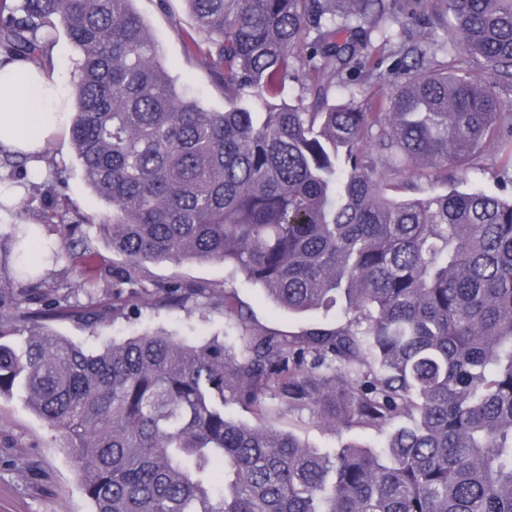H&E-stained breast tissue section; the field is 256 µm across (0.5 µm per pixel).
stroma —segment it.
Here are the masks:
<instances>
[{"label":"stroma","mask_w":512,"mask_h":512,"mask_svg":"<svg viewBox=\"0 0 512 512\" xmlns=\"http://www.w3.org/2000/svg\"><path fill=\"white\" fill-rule=\"evenodd\" d=\"M134 10L153 35L160 60L173 76L180 92L198 99L209 111L224 109V91L197 60L188 58L182 40L193 19L184 0H134ZM382 35L373 34L372 45L362 52V65L345 77L341 86L331 89L329 100L340 103L351 98L363 100L372 95H388L396 81L390 71L392 60L377 51ZM78 51L65 32H57L46 47L45 67L65 82L78 80ZM0 185L17 186L21 197L9 210L7 223H0V234L10 235L14 225L30 224L43 247L54 248L58 259L40 258L35 282L59 289L70 304L96 303L103 316L89 324L63 317L53 324L54 331L72 342L94 349L107 341H123L146 332L164 331L189 345L212 339L224 340L232 349H242V329L225 318L224 308L215 297L201 306L180 308L158 302L141 305L138 312L119 318L112 315V273L122 264L101 236L98 228L103 203L84 181L72 148L68 129H60L46 150L31 159L26 168L14 171L0 168ZM79 221L90 243V258L70 250L66 225ZM96 275L103 286L96 295L79 288L83 278ZM146 276L151 281H177L182 285L204 284L216 294L235 288L246 307L253 328L268 333L293 332L342 321L338 310L291 313L269 299L262 288L244 283L231 268L221 263L186 262L179 265L152 262ZM318 448H336L355 440L364 444L380 441L374 430H345L332 433L317 428L309 418L283 415L278 423ZM0 512H93L77 476L71 449L61 432L52 429L20 397L0 398Z\"/></svg>","instance_id":"1"}]
</instances>
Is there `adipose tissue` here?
Wrapping results in <instances>:
<instances>
[{"instance_id": "obj_1", "label": "adipose tissue", "mask_w": 512, "mask_h": 512, "mask_svg": "<svg viewBox=\"0 0 512 512\" xmlns=\"http://www.w3.org/2000/svg\"><path fill=\"white\" fill-rule=\"evenodd\" d=\"M75 91V85L28 62L0 64V148L27 156L42 153Z\"/></svg>"}]
</instances>
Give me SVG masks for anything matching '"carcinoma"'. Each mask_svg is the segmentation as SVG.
Instances as JSON below:
<instances>
[{
  "label": "carcinoma",
  "mask_w": 512,
  "mask_h": 512,
  "mask_svg": "<svg viewBox=\"0 0 512 512\" xmlns=\"http://www.w3.org/2000/svg\"><path fill=\"white\" fill-rule=\"evenodd\" d=\"M132 2L0 0L10 57L38 62L60 27L78 49L69 130L124 258L112 288L137 300L150 262H219L348 319L246 327L241 356L162 332L86 351L50 328L69 305L0 280V397L64 432L93 512H512V0H441L448 60L393 50L394 90L340 105L323 81L364 24L419 22L426 0H185L222 112L178 92ZM298 70L311 110L281 98ZM488 145L499 192L455 187ZM207 291L154 288L178 307ZM220 303L246 323L235 289ZM287 412L389 435L320 452L276 426Z\"/></svg>",
  "instance_id": "carcinoma-1"
}]
</instances>
